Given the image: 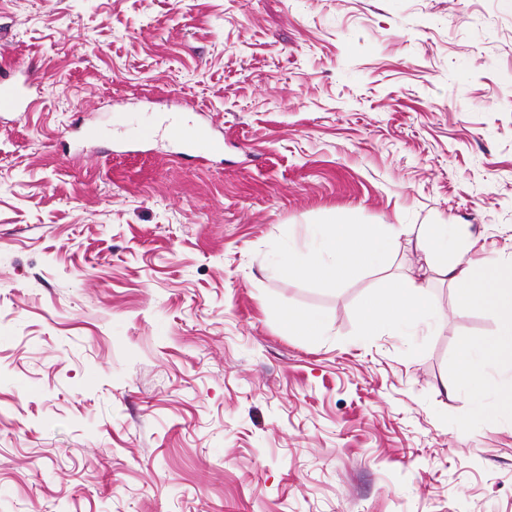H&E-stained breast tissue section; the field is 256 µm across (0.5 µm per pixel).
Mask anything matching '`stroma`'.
I'll use <instances>...</instances> for the list:
<instances>
[{"mask_svg":"<svg viewBox=\"0 0 512 512\" xmlns=\"http://www.w3.org/2000/svg\"><path fill=\"white\" fill-rule=\"evenodd\" d=\"M0 60L39 84L0 120V512H512V369L458 387L496 320L413 233L512 261V0H0ZM114 112L224 154L113 148ZM339 216L411 231L380 273L280 274ZM384 273L430 329L362 335ZM159 135L172 143L188 145L191 148L190 156L198 160H208L224 153V139L217 136L213 128L205 123L185 125L171 122L158 132L151 127H143L131 141V145L148 144ZM281 322L289 335L315 339L324 336L326 320L318 312L289 309L282 314Z\"/></svg>","mask_w":512,"mask_h":512,"instance_id":"obj_1","label":"stroma"}]
</instances>
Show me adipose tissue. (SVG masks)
Masks as SVG:
<instances>
[{"mask_svg": "<svg viewBox=\"0 0 512 512\" xmlns=\"http://www.w3.org/2000/svg\"><path fill=\"white\" fill-rule=\"evenodd\" d=\"M407 230L404 224H350L340 218L315 226L306 252H289L280 270L291 277L340 284L379 267L393 241ZM465 234L462 226L428 224L417 230L416 239L434 270L454 287L460 311L485 309L497 319L492 340L479 346L466 340L460 344V382L471 385L482 381L489 367L512 365V263L489 258L461 262L458 254ZM431 313L422 285L392 275L360 308L368 336L382 326H412Z\"/></svg>", "mask_w": 512, "mask_h": 512, "instance_id": "obj_1", "label": "adipose tissue"}]
</instances>
